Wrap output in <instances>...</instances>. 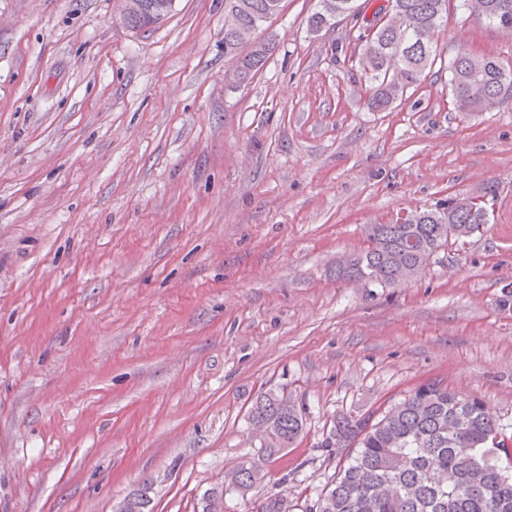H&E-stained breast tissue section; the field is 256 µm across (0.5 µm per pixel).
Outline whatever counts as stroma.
I'll use <instances>...</instances> for the list:
<instances>
[{
    "mask_svg": "<svg viewBox=\"0 0 512 512\" xmlns=\"http://www.w3.org/2000/svg\"><path fill=\"white\" fill-rule=\"evenodd\" d=\"M284 0L239 81L224 0L149 32L118 0H0V512H113L150 484L193 512L249 460L252 398L285 390L305 434L257 495L308 512L360 414L437 382L512 435V104L462 112L459 48L512 68V33L450 11L440 56L372 111L365 30ZM495 183L488 230L416 281L337 279L370 224ZM273 49L272 39H264L260 41L257 47H252L245 54L237 65V74L239 78L245 82L252 79L264 66L270 52Z\"/></svg>",
    "mask_w": 512,
    "mask_h": 512,
    "instance_id": "stroma-1",
    "label": "stroma"
}]
</instances>
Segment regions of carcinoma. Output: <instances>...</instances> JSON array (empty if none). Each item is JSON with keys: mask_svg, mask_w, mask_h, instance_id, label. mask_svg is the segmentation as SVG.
<instances>
[{"mask_svg": "<svg viewBox=\"0 0 512 512\" xmlns=\"http://www.w3.org/2000/svg\"><path fill=\"white\" fill-rule=\"evenodd\" d=\"M138 15L121 18L133 31H146L171 13L169 0H144ZM472 15L479 23L512 29V0H479ZM281 0H224V53L242 45L245 31L257 32L280 11ZM450 0H392L397 20L372 28L366 41L369 104L389 109L417 84L438 57L435 36L447 23ZM354 0H318L308 25L318 32L355 11ZM273 49L264 39L237 65L242 81L252 79ZM449 85L463 111L512 100V70L494 56H478L460 47L449 63ZM457 240L481 236L488 221L469 209L446 203L418 212L414 224H373L367 246L337 268L343 279L381 287L414 281L439 249L449 245L448 225ZM256 434L259 457L224 473V482L206 490L196 512L229 491L248 493L265 478V466L304 432L300 409L284 391L269 388L257 395L247 415ZM512 442L478 398L459 395L436 383L423 384L382 413L340 414L322 447L346 450L336 478L324 488L310 512H512ZM148 488L126 498V512H152ZM255 512H292L288 496L274 494L255 504Z\"/></svg>", "mask_w": 512, "mask_h": 512, "instance_id": "obj_1", "label": "carcinoma"}]
</instances>
